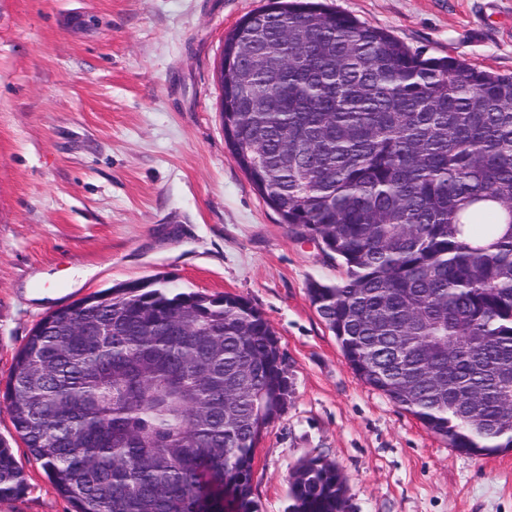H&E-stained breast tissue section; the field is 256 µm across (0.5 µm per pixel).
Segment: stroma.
<instances>
[{"label":"stroma","mask_w":512,"mask_h":512,"mask_svg":"<svg viewBox=\"0 0 512 512\" xmlns=\"http://www.w3.org/2000/svg\"><path fill=\"white\" fill-rule=\"evenodd\" d=\"M411 51L512 75V0H323ZM268 0H0V389L31 329L112 285L165 277L259 309L293 393L253 470L286 512L304 457L346 512H512V449L465 454L367 385L311 303L342 269L294 240L224 143V39ZM27 490L0 512H73L16 435Z\"/></svg>","instance_id":"obj_1"}]
</instances>
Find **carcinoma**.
Listing matches in <instances>:
<instances>
[{"mask_svg":"<svg viewBox=\"0 0 512 512\" xmlns=\"http://www.w3.org/2000/svg\"><path fill=\"white\" fill-rule=\"evenodd\" d=\"M222 120L264 202L344 268L308 294L354 372L451 448L512 449V76L274 0L224 40ZM289 380L248 300L153 278L43 317L4 397L75 512H259L256 451ZM25 489L0 441V501ZM287 512H345L336 464L299 460Z\"/></svg>","mask_w":512,"mask_h":512,"instance_id":"1","label":"carcinoma"}]
</instances>
